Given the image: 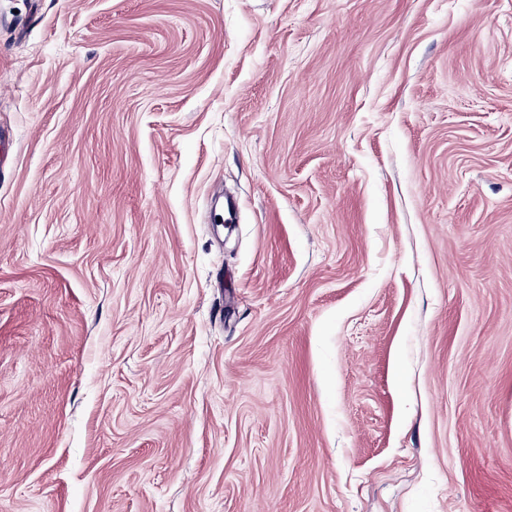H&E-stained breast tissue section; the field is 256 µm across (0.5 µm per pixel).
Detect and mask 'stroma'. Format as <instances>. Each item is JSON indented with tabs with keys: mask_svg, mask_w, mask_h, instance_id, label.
I'll use <instances>...</instances> for the list:
<instances>
[{
	"mask_svg": "<svg viewBox=\"0 0 512 512\" xmlns=\"http://www.w3.org/2000/svg\"><path fill=\"white\" fill-rule=\"evenodd\" d=\"M0 512H512V0H0Z\"/></svg>",
	"mask_w": 512,
	"mask_h": 512,
	"instance_id": "obj_1",
	"label": "stroma"
}]
</instances>
